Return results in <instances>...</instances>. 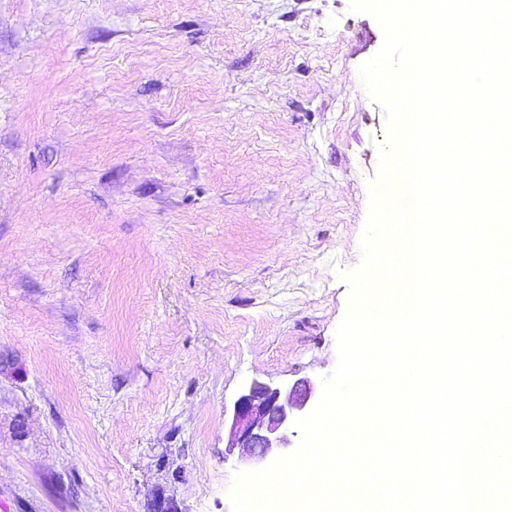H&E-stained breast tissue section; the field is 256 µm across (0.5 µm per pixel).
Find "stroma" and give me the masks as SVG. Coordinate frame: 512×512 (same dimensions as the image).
<instances>
[{
	"instance_id": "35a3bbf8",
	"label": "stroma",
	"mask_w": 512,
	"mask_h": 512,
	"mask_svg": "<svg viewBox=\"0 0 512 512\" xmlns=\"http://www.w3.org/2000/svg\"><path fill=\"white\" fill-rule=\"evenodd\" d=\"M350 0H0V512H233L321 392L387 110ZM312 388L303 385L282 397L279 387L252 382L238 396L232 409V435L228 447L247 448L250 461L263 463L276 449L288 448V429L295 413L305 408Z\"/></svg>"
}]
</instances>
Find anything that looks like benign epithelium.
Returning a JSON list of instances; mask_svg holds the SVG:
<instances>
[{
    "label": "benign epithelium",
    "mask_w": 512,
    "mask_h": 512,
    "mask_svg": "<svg viewBox=\"0 0 512 512\" xmlns=\"http://www.w3.org/2000/svg\"><path fill=\"white\" fill-rule=\"evenodd\" d=\"M311 395L309 386L297 387L284 397L279 387L251 383L233 404L229 447L246 448L251 462L263 463L274 450L288 447L289 425Z\"/></svg>",
    "instance_id": "7a95c632"
}]
</instances>
